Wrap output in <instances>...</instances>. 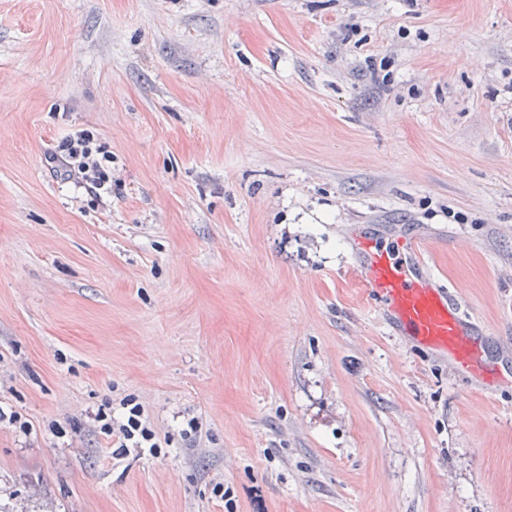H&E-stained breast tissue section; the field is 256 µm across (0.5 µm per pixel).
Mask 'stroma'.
<instances>
[{
    "label": "stroma",
    "mask_w": 512,
    "mask_h": 512,
    "mask_svg": "<svg viewBox=\"0 0 512 512\" xmlns=\"http://www.w3.org/2000/svg\"><path fill=\"white\" fill-rule=\"evenodd\" d=\"M363 224L432 238L483 376ZM127 395L157 455L96 433ZM0 410V512H512V0H0ZM69 179L84 187L89 195L112 188V152L88 131L63 138L48 156ZM368 259L357 276L378 303L395 315L408 336L454 355L474 372L476 329L449 291L422 272L427 264L426 237L416 234L396 242L371 241Z\"/></svg>",
    "instance_id": "1"
}]
</instances>
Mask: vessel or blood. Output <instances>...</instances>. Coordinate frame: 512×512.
<instances>
[{
	"label": "vessel or blood",
	"instance_id": "1",
	"mask_svg": "<svg viewBox=\"0 0 512 512\" xmlns=\"http://www.w3.org/2000/svg\"><path fill=\"white\" fill-rule=\"evenodd\" d=\"M426 238L416 234L394 242L371 243L359 274L378 305L395 315L408 336L430 348L452 353L471 370L476 329L449 291L424 274Z\"/></svg>",
	"mask_w": 512,
	"mask_h": 512
}]
</instances>
